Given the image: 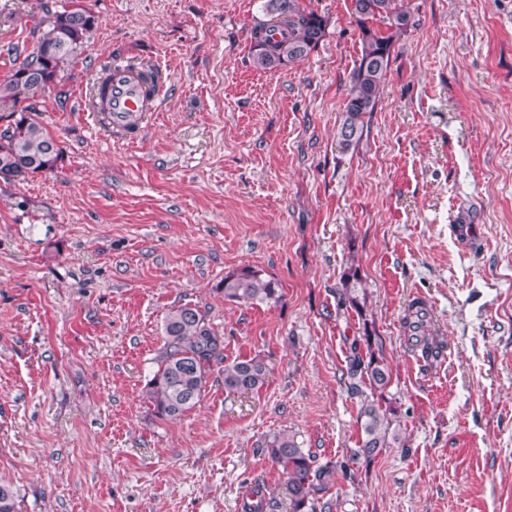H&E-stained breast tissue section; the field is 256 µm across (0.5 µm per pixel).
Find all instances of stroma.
<instances>
[{"label":"stroma","mask_w":512,"mask_h":512,"mask_svg":"<svg viewBox=\"0 0 512 512\" xmlns=\"http://www.w3.org/2000/svg\"><path fill=\"white\" fill-rule=\"evenodd\" d=\"M99 18L35 117L64 158L0 181V481L20 512H243L281 494L261 447L295 433L318 464L358 448L369 385L350 344L378 336L398 440L319 493L328 512H512V0H407L360 142L337 138L360 56L350 0L303 61L260 70L268 0H74ZM42 0H0V78L32 50ZM157 67L159 112L135 138L80 104L116 57ZM479 239L456 235L460 221ZM245 266L278 302L226 301ZM357 267L363 312L339 300ZM428 300L445 344L425 360L404 319ZM191 304L222 341L201 401L158 418L144 387L163 318ZM260 356L257 393L221 371Z\"/></svg>","instance_id":"obj_1"}]
</instances>
